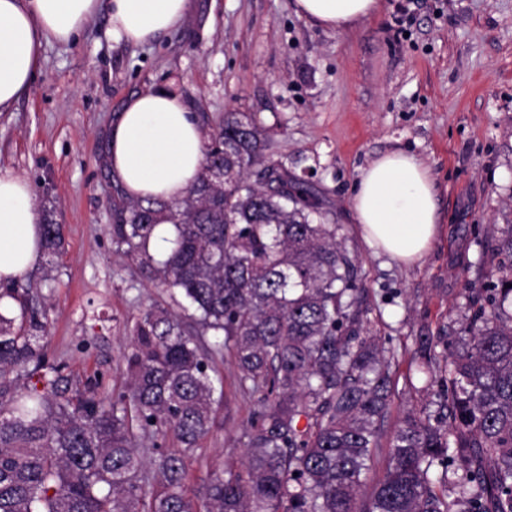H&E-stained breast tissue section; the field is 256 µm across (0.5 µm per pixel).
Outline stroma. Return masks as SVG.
I'll list each match as a JSON object with an SVG mask.
<instances>
[{"mask_svg":"<svg viewBox=\"0 0 512 512\" xmlns=\"http://www.w3.org/2000/svg\"><path fill=\"white\" fill-rule=\"evenodd\" d=\"M108 27L103 7L71 44L46 45L31 88L0 112V169L29 180L64 237L42 290L50 359L72 380L120 389L126 320L167 299L112 249L107 164L126 99L166 88L204 128L254 114L328 201L368 288L366 332L396 353L382 444L407 412L436 416L439 387L409 376L418 339L456 338L499 262L475 239L512 224V0H383L343 32L299 17L295 0H190L185 21L146 45L113 41ZM393 150L422 160L436 190L439 234L411 265L370 247L352 208L361 169ZM215 365L225 400L191 466L198 489L253 407L233 366Z\"/></svg>","mask_w":512,"mask_h":512,"instance_id":"obj_1","label":"stroma"}]
</instances>
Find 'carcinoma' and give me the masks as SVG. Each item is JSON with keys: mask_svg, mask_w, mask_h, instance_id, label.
<instances>
[{"mask_svg": "<svg viewBox=\"0 0 512 512\" xmlns=\"http://www.w3.org/2000/svg\"><path fill=\"white\" fill-rule=\"evenodd\" d=\"M224 169V181L213 179ZM117 254L169 291L125 324L124 384L73 383L50 362L34 286L0 289V512H512V225L489 244L497 282L457 344L422 336L446 420L412 412L382 478L358 500L395 395V353L363 335L355 258L327 201L268 152L256 116L226 112L179 200L117 189ZM174 235L149 250L158 221ZM43 249L61 252L42 215ZM226 352L256 408L244 452L203 492L190 463L214 425Z\"/></svg>", "mask_w": 512, "mask_h": 512, "instance_id": "obj_1", "label": "carcinoma"}]
</instances>
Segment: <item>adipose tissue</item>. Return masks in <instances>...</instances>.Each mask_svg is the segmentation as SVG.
Masks as SVG:
<instances>
[{"label":"adipose tissue","instance_id":"adipose-tissue-1","mask_svg":"<svg viewBox=\"0 0 512 512\" xmlns=\"http://www.w3.org/2000/svg\"><path fill=\"white\" fill-rule=\"evenodd\" d=\"M298 15L346 31L371 18L381 0H295ZM112 40L143 45L179 26L188 0H0V109L13 105L40 71L45 44L74 41L100 7ZM203 161V132L178 95L158 90L130 98L109 134V167L129 198H181ZM352 207L366 242L404 264L431 248L438 206L428 169L401 151L364 168ZM42 253L41 218L28 181L0 171V285L30 269Z\"/></svg>","mask_w":512,"mask_h":512}]
</instances>
